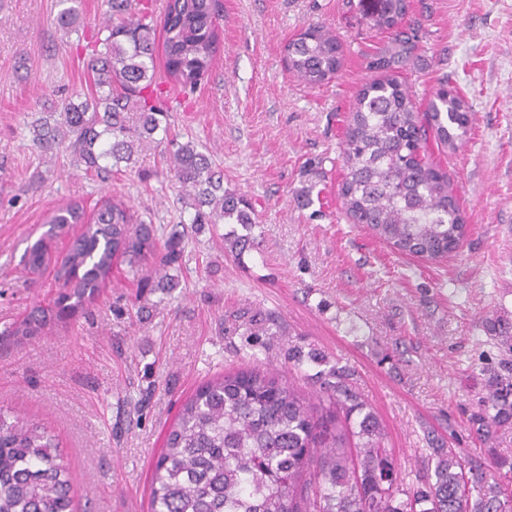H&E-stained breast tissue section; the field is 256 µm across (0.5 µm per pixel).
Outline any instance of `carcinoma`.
<instances>
[{
	"mask_svg": "<svg viewBox=\"0 0 512 512\" xmlns=\"http://www.w3.org/2000/svg\"><path fill=\"white\" fill-rule=\"evenodd\" d=\"M67 4L60 27L79 21L81 0ZM105 25L87 69L94 92L63 102L58 116L40 118L33 143L47 152L63 146L84 172L105 179L148 144L159 148L176 179L194 192V224H254L246 195L224 189L223 176L191 140L169 134L164 108L168 82L193 89L220 48L219 0H165L160 19L138 0H105ZM405 0H389L379 27L389 33L369 68L367 83L348 112L341 142L346 170L341 208L396 253L440 260L456 252L466 234L448 173L432 160V144L455 148L469 124L468 102L442 84L420 109L401 69L415 44L399 25ZM341 45L330 29L312 25L284 46L289 72L320 86L336 77ZM164 58L158 67V57ZM51 231L27 247L25 265L41 275L52 261L47 240L69 224L83 230L63 256L62 288L52 304L0 331L21 341L41 335L89 306L112 280L117 262L145 288L176 286L170 270L182 264L185 231H172L158 247L153 229L122 202L102 205L90 222L78 204L53 211ZM512 352V321H490ZM315 397L273 371L238 369L219 375L187 397L169 427L152 475V512H512V495L490 468L512 473L501 453L489 467L452 448H430L431 464L417 485L402 488L398 465L386 448L385 429L358 391L354 372L331 366L315 374ZM492 436L512 428V380L498 375L474 416ZM53 436L0 407V512H74L72 474L55 452Z\"/></svg>",
	"mask_w": 512,
	"mask_h": 512,
	"instance_id": "cac0c4a2",
	"label": "carcinoma"
}]
</instances>
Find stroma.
Listing matches in <instances>:
<instances>
[{"label":"stroma","instance_id":"obj_1","mask_svg":"<svg viewBox=\"0 0 512 512\" xmlns=\"http://www.w3.org/2000/svg\"><path fill=\"white\" fill-rule=\"evenodd\" d=\"M385 3L221 0L220 49L194 91H172L170 128L205 146L257 224L189 234L171 292L138 289L119 266L91 318L0 346V406L51 433L76 512H149L153 465L182 401L253 366L305 386L319 366L291 370L293 347L356 370L405 487L433 439L466 459L512 454V431L486 440L471 422L492 373L512 370V353L483 328L486 316L512 318V0H407L414 100L426 105L444 83L470 106L463 144L433 152L467 224L461 249L440 262L393 252L338 199L345 120L387 40L374 25ZM59 10L58 0H0V327L58 293L55 268L35 285L24 271L53 209L76 202L90 215L122 200L161 242L195 214L152 148L105 181L64 149L36 148L33 121L88 90L86 44L105 19L103 0H82L67 31ZM316 23L336 34L343 63L311 88L289 72L284 46ZM247 231L255 248L232 252L226 236Z\"/></svg>","mask_w":512,"mask_h":512}]
</instances>
